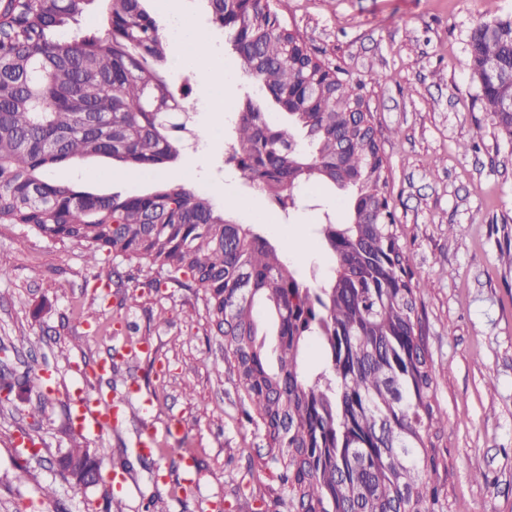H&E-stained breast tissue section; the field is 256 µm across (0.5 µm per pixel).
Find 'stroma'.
<instances>
[{"instance_id":"1","label":"stroma","mask_w":512,"mask_h":512,"mask_svg":"<svg viewBox=\"0 0 512 512\" xmlns=\"http://www.w3.org/2000/svg\"><path fill=\"white\" fill-rule=\"evenodd\" d=\"M167 14V0H140L168 32L208 30L214 52L234 74L230 93L202 80L187 60L168 56L164 76L188 86V127L197 153L152 170L106 157L65 160L49 179L97 194H146L163 183L202 192L238 224L252 225L307 279H324L331 258L317 229L324 214L343 218L341 196L314 185L277 227L260 223L268 199L224 166L223 137L205 104L223 97L234 112L248 76L200 0ZM280 25L309 52L363 84L376 139L386 161L387 197L415 278L418 322L436 383L426 441L440 490L433 512H512V142L489 123L468 64L478 23L512 16V0H271ZM0 256L12 275L0 282V341L21 342L11 367L43 368L45 412L33 424L27 404L0 412V512H102L110 476L125 478L122 512H288L273 506L278 483L267 463L266 430L254 418L237 377L217 370L224 339L190 277L155 279L138 260H103L91 268L79 248L22 228L0 225ZM112 279L101 301L95 273ZM137 294L127 309L124 295ZM94 311L87 328L84 311ZM112 354L123 413L112 429L78 425L74 402L87 389L82 370ZM156 432L158 449L138 443ZM82 446L111 449L100 482L85 489L56 466L70 433ZM32 447L14 448L16 436ZM166 448L184 449L190 465L171 467ZM31 476L16 478V462ZM52 486L53 497L42 489Z\"/></svg>"}]
</instances>
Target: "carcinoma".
Returning a JSON list of instances; mask_svg holds the SVG:
<instances>
[{
    "mask_svg": "<svg viewBox=\"0 0 512 512\" xmlns=\"http://www.w3.org/2000/svg\"><path fill=\"white\" fill-rule=\"evenodd\" d=\"M91 0H15L0 18V224L21 226L101 256L138 258L162 275L183 273L202 288L224 335V366L237 374L267 431L290 512H431L438 489L422 428L432 418L435 376L416 334L414 278L399 243L382 181L377 140L352 111L363 86L339 69L304 65L297 36L276 27L269 0H206L227 29L243 67L266 90L248 95L230 141L245 180L274 193L287 209L294 190L312 182L349 190L346 222L327 220L321 236L334 266L310 283L276 248L194 189L163 184L149 194L79 191L46 176L75 157L103 156L137 168L174 162L184 153L166 111L182 104L159 66L167 43L139 0H111L107 37H65ZM501 70L497 87L483 65ZM469 67L491 125L512 141L503 99L512 87V17L473 29ZM276 107L288 125L261 112ZM274 312L273 347L255 316ZM318 340L330 366L305 370L306 346ZM16 346H0V402L22 398L39 379L9 368ZM110 449L69 448L59 461L94 459Z\"/></svg>",
    "mask_w": 512,
    "mask_h": 512,
    "instance_id": "carcinoma-1",
    "label": "carcinoma"
}]
</instances>
